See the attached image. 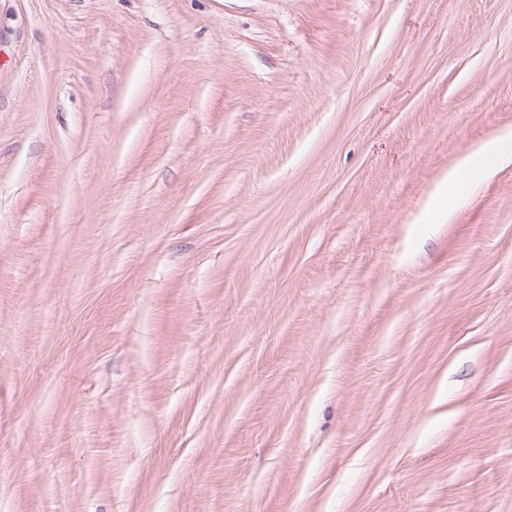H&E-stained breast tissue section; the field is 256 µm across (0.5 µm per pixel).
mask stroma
<instances>
[{
  "instance_id": "stroma-1",
  "label": "stroma",
  "mask_w": 512,
  "mask_h": 512,
  "mask_svg": "<svg viewBox=\"0 0 512 512\" xmlns=\"http://www.w3.org/2000/svg\"><path fill=\"white\" fill-rule=\"evenodd\" d=\"M512 0H0V512H512ZM509 139L506 136L500 141L487 142L474 148L455 169L448 172V176L443 180V184L448 183V188L454 187L458 182L466 179L476 163L489 157H497L504 151H510L509 144L512 143Z\"/></svg>"
}]
</instances>
